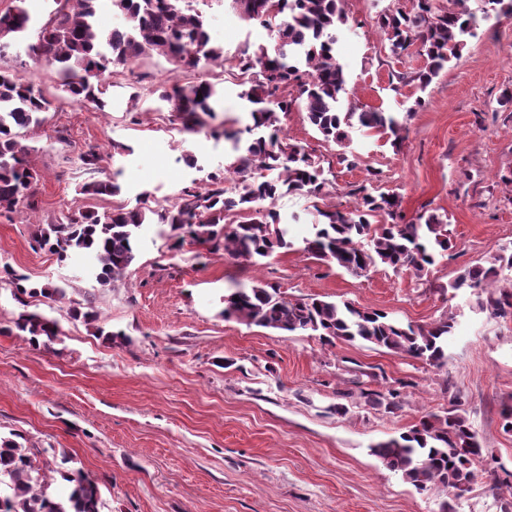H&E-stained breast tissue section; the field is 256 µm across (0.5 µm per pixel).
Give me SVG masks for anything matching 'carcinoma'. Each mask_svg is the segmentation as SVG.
<instances>
[{
	"mask_svg": "<svg viewBox=\"0 0 512 512\" xmlns=\"http://www.w3.org/2000/svg\"><path fill=\"white\" fill-rule=\"evenodd\" d=\"M27 0H11L0 12V58L16 46L36 64L54 68L59 85L72 102H88L99 112L112 108L109 87L138 59L166 57L175 75L159 84L133 86L128 102L135 107L149 97L165 102L171 123L184 134H196L215 119L224 99L222 81L213 73L224 68V46L211 38L202 6L208 0H112V10L125 25L110 30L94 22L95 0H45L41 20H33ZM345 0H229L237 16L257 22L270 32V42L245 46L235 57L240 72L239 98L246 101L252 124L241 132H224L233 142L228 163L206 178L180 189L164 204L150 192L128 208L120 172L85 182L77 189L83 206L66 221L41 227L33 241L63 261L72 254L91 260L96 282L105 287L122 277L136 259L141 230L146 224L167 225L176 243L189 236L212 253L251 261L278 250H289L288 224L271 208L285 194H300L312 203L314 234L302 239L301 250L328 265L362 275L377 264L406 270L441 295L467 291L476 305L493 315H512V292H497L503 271H512V250L504 248L489 265H475L448 284L428 279L436 257L453 246L448 218L425 210L408 220L397 193H378L360 185L349 192L352 203L340 208L324 202L326 179L311 153L281 134L279 114L303 112L325 142L344 143L353 124L393 137L398 143L407 131V116L375 109L342 111L347 93L344 66L336 58L338 32L349 22ZM482 16L465 9L442 10L434 0H415L412 11L387 9L377 17L390 51L400 55L417 47L424 69L410 77L426 88L453 59L461 56L465 37H473L479 20L491 13L512 12V0H485ZM179 73L194 80L182 83ZM202 99H197V96ZM54 100L34 82L0 68V212L19 213L34 206L31 185L35 171L29 149L21 139L45 122ZM234 176L227 188L226 174ZM114 200L100 212L99 202ZM269 206H262L263 202ZM381 215V224L371 218ZM369 241L364 246L363 241ZM20 298H43L57 303L64 288L47 282L24 285L27 278L6 270ZM220 315L284 334L306 332L330 343L334 339L365 341L395 354L442 368L447 362L448 338L456 318L445 315L428 325L403 324L387 312L318 298H287L274 285L258 282L249 288L229 289ZM26 310L14 328L35 345L58 339V322L38 310ZM360 391L365 402L394 412L402 406L401 389ZM371 452L415 489L451 490L454 497L473 483L474 465L482 448L467 418L453 403L447 414L431 413L397 437L371 446ZM36 452L16 439L0 435V512H100L99 484L60 463L36 478Z\"/></svg>",
	"mask_w": 512,
	"mask_h": 512,
	"instance_id": "carcinoma-1",
	"label": "carcinoma"
}]
</instances>
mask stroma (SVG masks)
I'll return each mask as SVG.
<instances>
[{"instance_id": "obj_1", "label": "stroma", "mask_w": 512, "mask_h": 512, "mask_svg": "<svg viewBox=\"0 0 512 512\" xmlns=\"http://www.w3.org/2000/svg\"><path fill=\"white\" fill-rule=\"evenodd\" d=\"M411 9L412 0H346L351 24L336 45L348 93L344 107L408 113V134L391 138L350 130L346 146L322 141L304 113L283 115L288 137L316 155L327 179V201L346 205L366 183L402 197L407 218L434 209L448 218L453 249L430 274L452 281L465 268L512 246V13L482 24L460 58L426 89L404 82L422 69L409 48L392 56L376 25L384 9ZM206 14L212 36L230 58L224 68V110L217 118L248 122L231 58L267 42V31L242 22L227 0ZM0 65L25 74L57 99L36 134L27 135L37 174L35 206L0 216V268L28 285H63L67 301L49 311L59 324L51 348L13 333L22 312L0 284V433H16L41 449L40 463L63 451L101 489V512H439L447 491L421 493L373 456V444L399 435L429 412L461 409L483 448V461L458 512H500L512 490V432L501 411L512 405V317L473 309L467 296L441 297L409 272L377 265L357 276L301 251L274 253L251 263L210 253L202 245L175 246L168 227L141 235L123 279L103 287L88 275L85 257L58 260L33 247L42 224L74 211L77 187L120 170L121 197L135 207L141 191L172 198L192 180L222 167L230 141L209 131L175 129L162 102L129 111L125 86L171 76L164 57L143 58L111 89L112 110L64 99L51 67L27 57ZM124 153L88 171L78 155L90 146ZM193 156L188 167L185 156ZM279 286L289 298L348 300L424 325L456 315L448 361L436 369L363 341L323 344L305 333L285 336L220 315L225 291L255 282ZM93 310L96 322L73 318ZM113 332L105 340V332ZM406 381L404 402L389 413L366 405L364 387L383 391ZM348 411L340 415L337 403Z\"/></svg>"}]
</instances>
